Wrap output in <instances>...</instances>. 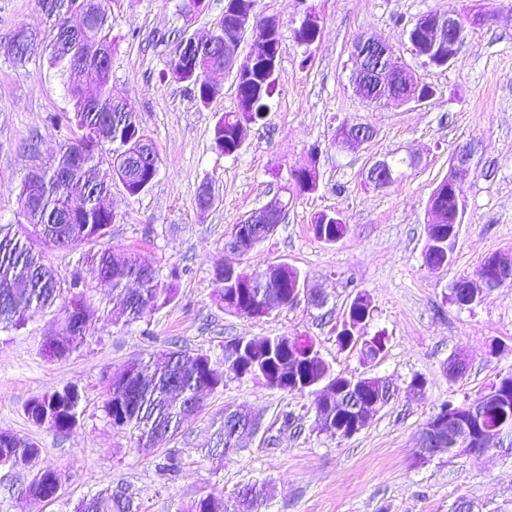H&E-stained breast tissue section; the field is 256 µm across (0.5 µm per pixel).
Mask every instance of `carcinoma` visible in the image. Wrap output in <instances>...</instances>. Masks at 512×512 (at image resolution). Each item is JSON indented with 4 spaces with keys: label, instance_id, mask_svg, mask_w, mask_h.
Masks as SVG:
<instances>
[{
    "label": "carcinoma",
    "instance_id": "1",
    "mask_svg": "<svg viewBox=\"0 0 512 512\" xmlns=\"http://www.w3.org/2000/svg\"><path fill=\"white\" fill-rule=\"evenodd\" d=\"M110 0H39L42 11L54 23L48 40L31 43L29 54L14 57L23 62L32 55L45 59L49 69L65 79V91L70 109L57 115L72 126L73 137L64 143L54 163L40 169V186L30 191L28 180H23L18 200L23 223L0 224V328L23 325L28 317L53 307L62 301L64 311L77 307L81 325L64 322L63 346L59 357L68 356L86 340L87 329L96 319V308L87 301L84 280L76 276L62 292L50 267L44 262L45 249L76 250L89 246L96 248L92 255L96 270L108 273V281L115 290L135 279L140 288L127 295L125 312L127 322H138L158 306L171 299L173 285H164L157 272L136 260L116 256L101 248L107 237L114 215L105 203L111 185L102 181L99 170L108 163L119 182L131 195L147 190L153 183L149 171L139 166L134 155V133L140 131L137 114L127 100L112 91V68L103 67L101 55L112 52V19ZM82 16V25H70L69 15ZM175 54L189 56L196 72L192 84L205 103L219 91L200 79L209 63L204 51L191 48L188 36H181ZM279 70L265 72L258 69L251 77L237 80L240 111L226 112L214 126L215 148L226 155L240 149L238 138L242 123L256 124L263 120L268 100L278 88ZM363 97L375 103L386 101V91L377 87L370 75L360 83ZM101 130L105 137L93 143L82 138L86 131ZM293 180L300 192L316 190L315 168L294 171ZM441 212L438 223L427 221L428 248L425 263L449 264L452 261L456 239V202L448 195V181L434 189L428 210ZM348 231L345 223L335 214L320 213L314 218L316 236L328 243L341 239ZM303 278L286 265L277 264L262 271L238 272L233 281L224 277V266L216 269V296L224 310L251 318L256 313L253 305L264 303L266 312L294 305L293 293ZM373 317L370 303L362 295L356 296L349 310V324L337 334L344 348L362 343V353L374 358L384 351L385 338L374 336L359 341L360 328ZM242 346V354L224 356L225 371L237 377L255 378L265 386L276 385L284 392L315 393L319 386L327 385L342 392V398L356 393L366 401H388L393 396L389 381L381 377L348 378L333 373L320 356L314 341L308 336L280 335L266 339L265 348L249 341L232 342ZM224 383V375L210 364L208 357L189 355L182 351H168L161 361L151 359L127 363L112 373L105 390L103 412L110 425L117 430L137 434L139 444L153 448L178 432L182 422L202 406V393H210ZM79 394L67 387L49 395L36 396L25 406V414L36 426H47L65 431L75 423ZM317 423L326 429V420L340 423L349 421L345 408L336 409L320 405L313 400ZM483 423L488 428L512 430V373L494 382L483 408ZM259 419L245 406L228 407L216 431V445L235 448L243 431L254 432ZM38 453V448L16 435L0 433V459L9 457L25 463ZM60 474L45 466L37 471L26 492L53 489ZM251 494L240 491L235 505L203 496L195 500L187 512H259L266 501L265 487L250 486ZM77 512H133V503L123 492L100 491L77 508Z\"/></svg>",
    "mask_w": 512,
    "mask_h": 512
}]
</instances>
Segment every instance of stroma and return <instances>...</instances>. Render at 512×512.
I'll list each match as a JSON object with an SVG mask.
<instances>
[{"instance_id": "35a3bbf8", "label": "stroma", "mask_w": 512, "mask_h": 512, "mask_svg": "<svg viewBox=\"0 0 512 512\" xmlns=\"http://www.w3.org/2000/svg\"><path fill=\"white\" fill-rule=\"evenodd\" d=\"M186 3L111 0L112 86L135 107L158 151L159 171L148 190L132 196L114 182L110 166L101 168L112 183L114 213L106 248L155 268L165 283L179 269L177 293L129 323L122 296L91 271L81 251H47L58 281L83 277L97 318L85 343L58 360L44 356L43 345L61 331L59 308L0 329V432L39 449L27 463L0 465V512H76L83 499L106 489L125 490L135 512H186L202 495L234 503L253 483L271 490L266 512H452L462 495L474 512H512V455L493 449L479 457L445 451L417 457L434 410L446 401H475L512 372V284L485 291L469 307L450 300L454 283L474 278L486 257L512 252V0H256L258 15L279 22V86L264 119L230 156L215 149L213 128L238 108L234 75L224 76L220 94L206 104L192 84L168 75L178 34L215 28L225 0H205L192 16ZM483 6L493 20L467 29L448 66L424 64L402 34L427 12L467 14ZM311 7L321 16V34L307 48L294 30ZM52 25L38 0H0V44L18 27L46 33ZM363 38L390 43L435 97L402 107L359 97L351 75L354 46ZM67 107L63 82L44 59L17 63L0 52V224L17 223L22 181L51 163L70 138L67 127L48 120ZM345 122L370 125L373 140L337 151L334 135ZM465 142L477 152L453 259L432 270L424 263L428 200ZM411 153L419 162L403 178L383 187L368 181L370 161ZM310 165L318 171L317 189L292 192V172ZM205 184L213 201L204 210L198 196ZM282 191L289 199L284 220L239 262L250 270L293 266L327 302L317 309L302 300L259 320L224 311L214 295V267L225 257L227 232ZM319 212L339 214L347 234L333 243L318 239L311 220ZM360 294L374 311L365 336L387 338L373 359L336 341ZM287 333L310 336L334 373L389 379L393 399L364 430L339 439L317 427L313 394L284 393L228 373L223 387L205 396L202 411L156 447L141 448L134 433L114 430L105 419L103 394L123 364L182 349L209 356L220 369L232 340ZM455 357L464 368L451 378L445 367ZM416 376L426 381L424 395L409 389ZM68 386L80 395L72 429L59 433L28 421L31 397ZM240 404L259 416L260 429L240 448L207 458L225 408ZM171 455L179 461L174 473L165 469ZM46 465L61 475L57 495L26 497L33 474Z\"/></svg>"}]
</instances>
